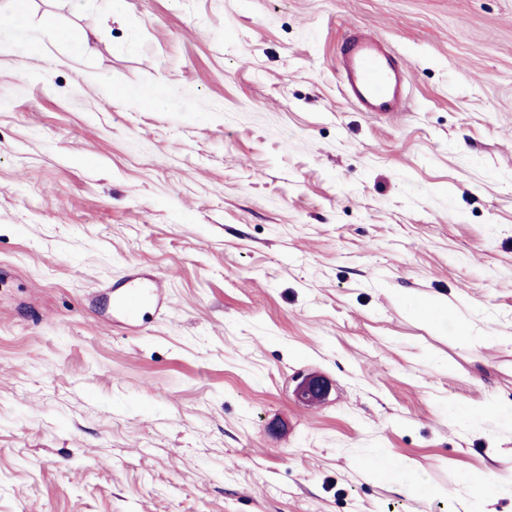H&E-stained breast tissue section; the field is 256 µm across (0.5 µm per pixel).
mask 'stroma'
Segmentation results:
<instances>
[{"label": "stroma", "mask_w": 512, "mask_h": 512, "mask_svg": "<svg viewBox=\"0 0 512 512\" xmlns=\"http://www.w3.org/2000/svg\"><path fill=\"white\" fill-rule=\"evenodd\" d=\"M48 14L69 42L0 29V512H451L489 466L512 512V427L450 407L512 411V0ZM357 27L404 112L344 97ZM130 273L169 301L134 324ZM375 448L434 497L371 478Z\"/></svg>", "instance_id": "1"}]
</instances>
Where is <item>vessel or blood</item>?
<instances>
[{
    "instance_id": "1",
    "label": "vessel or blood",
    "mask_w": 512,
    "mask_h": 512,
    "mask_svg": "<svg viewBox=\"0 0 512 512\" xmlns=\"http://www.w3.org/2000/svg\"><path fill=\"white\" fill-rule=\"evenodd\" d=\"M339 62L347 95L363 111L390 115L402 110L406 100L404 72L381 35L356 29L343 44ZM157 283L154 276L128 277L120 284L117 309L134 319L146 304L160 305Z\"/></svg>"
}]
</instances>
